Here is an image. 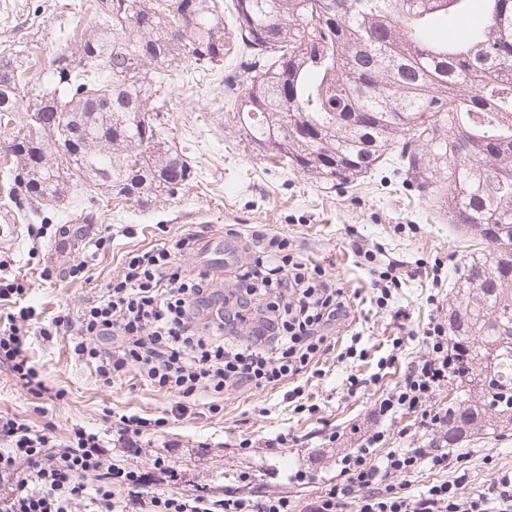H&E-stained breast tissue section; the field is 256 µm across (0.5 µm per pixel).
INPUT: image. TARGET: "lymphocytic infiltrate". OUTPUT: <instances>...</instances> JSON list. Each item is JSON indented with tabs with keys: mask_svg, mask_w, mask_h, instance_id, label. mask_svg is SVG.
I'll return each mask as SVG.
<instances>
[{
	"mask_svg": "<svg viewBox=\"0 0 512 512\" xmlns=\"http://www.w3.org/2000/svg\"><path fill=\"white\" fill-rule=\"evenodd\" d=\"M200 249L198 235L161 241L129 253L121 280L107 285L89 306L59 311L36 326L28 290L0 281V364H6L33 398L50 390L31 359L32 334L69 340L72 357L91 366L103 386L129 367L171 394L172 414L181 415L209 393V411H219L226 389L276 388L304 373L327 349V330L348 313L343 289L317 265L296 260L286 237H270L263 250L233 266L227 290L217 289L209 271L183 270L176 254ZM422 342L426 355L381 395L373 415L376 429L363 435L356 453L342 459L341 477L307 503L304 512H512V472L502 473L489 492L460 500L458 483L441 481L414 493L393 484L398 475L448 467V409L432 400L455 365L448 327L431 320ZM420 414L433 432L428 444L397 448L373 457L384 440L382 422ZM0 512H77L84 500L98 512H294L287 497H185L148 486L134 470L113 464L105 436L73 428L68 443H56L51 427L33 428L0 416ZM125 490L116 497L115 488Z\"/></svg>",
	"mask_w": 512,
	"mask_h": 512,
	"instance_id": "obj_1",
	"label": "lymphocytic infiltrate"
}]
</instances>
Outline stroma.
<instances>
[{
  "label": "stroma",
  "instance_id": "1",
  "mask_svg": "<svg viewBox=\"0 0 512 512\" xmlns=\"http://www.w3.org/2000/svg\"><path fill=\"white\" fill-rule=\"evenodd\" d=\"M101 0H0V56L27 57L24 89L37 93L61 51H75L74 39L97 20ZM189 61L169 69L173 88L159 121L165 140L181 148L196 168V180L174 197L147 206L72 188L60 202L42 203L40 217L0 226V276L27 278L29 299L43 320L59 310L83 309L106 284L120 279L128 253L186 233L201 235L222 249L227 263L249 261L254 232L288 238L301 260L324 268L343 288L351 314L329 333L330 348L318 363L297 376L303 394L293 399L284 389H231L222 409L171 417L173 396L157 391L129 372L112 387L101 386L92 369L76 362L66 339L35 337L29 354L49 387L66 393L64 401L32 399L5 365H0V414L35 427L51 425L57 441L72 428L107 433L114 464L139 471L152 486L184 495L202 493L220 500L234 495H284L305 506L335 482L339 461L356 451L362 432L372 426L371 412L383 391L399 381L409 362L426 352L422 332L430 320L448 318L450 278L466 255L481 244L457 229L436 199H421L401 184L391 163L352 184L322 186L287 166L265 162L241 142L232 113L224 108V73L216 70L197 83H185ZM92 208L95 225L112 231V249L89 265V279L42 280L43 265L65 267L80 261L81 242L62 243L59 225L80 227L82 209ZM370 249L374 261L356 254ZM399 281L387 308L372 301V283L388 264ZM405 350L379 382L371 377L396 340ZM364 357H346L349 345ZM365 379L357 394L347 391L348 376ZM166 424L143 438L139 447H123L120 418L129 413ZM384 449L414 448L432 438L421 417L410 414L386 423ZM285 435L281 447L266 438ZM250 448H241L242 440ZM463 458L449 470L424 469L411 478L412 489L460 480L461 498L486 491L492 480L512 471V429L477 435L462 442ZM166 471H159L157 459Z\"/></svg>",
  "mask_w": 512,
  "mask_h": 512
}]
</instances>
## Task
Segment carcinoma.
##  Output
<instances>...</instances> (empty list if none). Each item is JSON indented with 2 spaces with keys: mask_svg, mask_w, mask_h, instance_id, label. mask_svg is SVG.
<instances>
[{
  "mask_svg": "<svg viewBox=\"0 0 512 512\" xmlns=\"http://www.w3.org/2000/svg\"><path fill=\"white\" fill-rule=\"evenodd\" d=\"M103 0L105 26L59 53L28 96L24 58L0 57L8 201H58L88 183L147 204L196 171L160 140L169 83L187 59L224 63V107L252 150L324 184L352 183L391 157L421 197L484 247L456 269L448 315V447L512 425V0H484L471 45L433 40L438 15L468 0ZM429 168L439 173L431 180Z\"/></svg>",
  "mask_w": 512,
  "mask_h": 512,
  "instance_id": "obj_1",
  "label": "carcinoma"
}]
</instances>
